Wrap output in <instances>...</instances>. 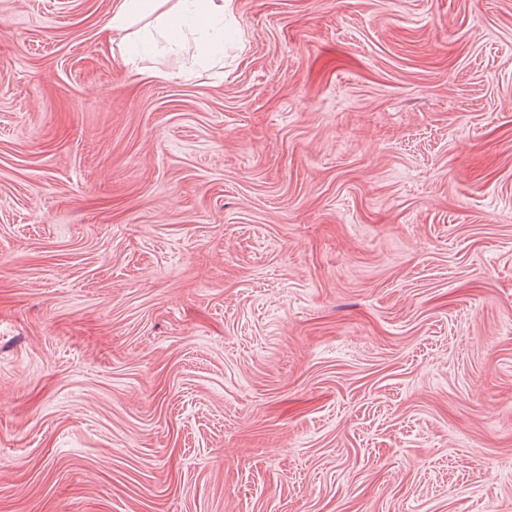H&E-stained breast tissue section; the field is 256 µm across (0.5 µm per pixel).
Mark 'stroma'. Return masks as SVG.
<instances>
[{"label": "stroma", "instance_id": "1", "mask_svg": "<svg viewBox=\"0 0 512 512\" xmlns=\"http://www.w3.org/2000/svg\"><path fill=\"white\" fill-rule=\"evenodd\" d=\"M114 2L0 0V512H512V0ZM121 1L112 14V29H124L137 14H153L166 0H118ZM184 1L187 2L184 13L161 12L158 15L168 31H177L187 22H191L197 28L208 27L212 22L224 19V13L232 12L234 8V0Z\"/></svg>", "mask_w": 512, "mask_h": 512}]
</instances>
